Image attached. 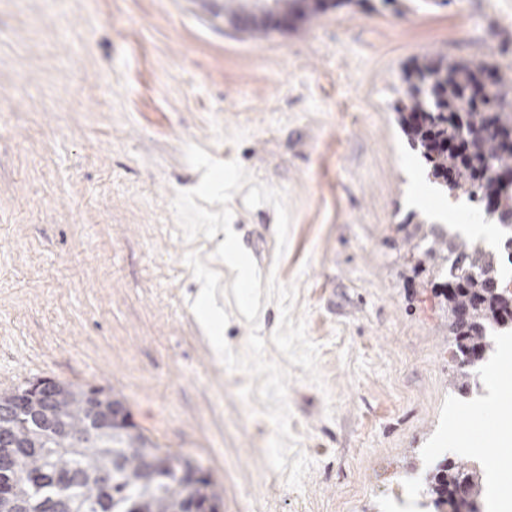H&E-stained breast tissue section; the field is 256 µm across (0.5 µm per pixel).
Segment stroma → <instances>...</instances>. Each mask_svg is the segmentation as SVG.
<instances>
[{
	"label": "stroma",
	"instance_id": "35a3bbf8",
	"mask_svg": "<svg viewBox=\"0 0 512 512\" xmlns=\"http://www.w3.org/2000/svg\"><path fill=\"white\" fill-rule=\"evenodd\" d=\"M224 0H0V394L36 378L126 401L161 448L199 462L223 512H427L444 460L485 468L512 435L488 407L482 447L448 419L487 393L449 386L448 317L405 218L448 197L391 105L413 59L444 53L512 75V0H398L333 10L286 33H240ZM283 190L292 216L243 192L232 228L260 271L259 330L291 371L302 489L272 469L260 379L203 358L197 252L218 271L225 338L244 351L235 271L186 241L172 201L202 174L188 144Z\"/></svg>",
	"mask_w": 512,
	"mask_h": 512
}]
</instances>
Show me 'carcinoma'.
I'll return each mask as SVG.
<instances>
[{"label": "carcinoma", "mask_w": 512, "mask_h": 512, "mask_svg": "<svg viewBox=\"0 0 512 512\" xmlns=\"http://www.w3.org/2000/svg\"><path fill=\"white\" fill-rule=\"evenodd\" d=\"M364 0H241L236 21L266 30L272 14L316 19L331 8ZM403 96L393 109L409 145L425 161L434 182L450 196H465L512 221V82L482 61H450L425 55L402 71ZM407 223L419 234L416 249L436 261L441 288L455 292L448 302V333L455 338L456 367L450 387L471 389V356L495 351L491 332L512 326L505 318L507 290L499 263L474 242L446 239L435 225L411 213ZM44 397L16 394L27 382L0 395V512H221L224 491L193 469L190 459L162 451L132 421L124 401L101 421L88 406L87 387L54 379ZM480 471L465 462L445 461L427 493L436 512H480ZM465 482L467 496L453 497Z\"/></svg>", "instance_id": "cac0c4a2"}]
</instances>
